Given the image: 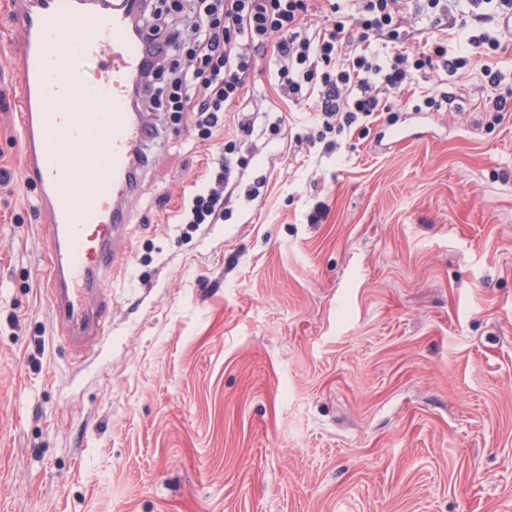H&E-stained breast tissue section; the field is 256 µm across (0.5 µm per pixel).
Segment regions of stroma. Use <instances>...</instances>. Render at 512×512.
Masks as SVG:
<instances>
[{
	"label": "stroma",
	"mask_w": 512,
	"mask_h": 512,
	"mask_svg": "<svg viewBox=\"0 0 512 512\" xmlns=\"http://www.w3.org/2000/svg\"><path fill=\"white\" fill-rule=\"evenodd\" d=\"M277 81L258 58L259 150L219 224L177 209L224 137L151 113L112 313L84 351L49 308L35 189L0 190V512H512V116L487 125L476 71L420 74L450 110L320 140Z\"/></svg>",
	"instance_id": "stroma-1"
}]
</instances>
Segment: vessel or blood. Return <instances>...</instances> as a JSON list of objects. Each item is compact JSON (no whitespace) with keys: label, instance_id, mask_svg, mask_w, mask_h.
I'll list each match as a JSON object with an SVG mask.
<instances>
[{"label":"vessel or blood","instance_id":"1","mask_svg":"<svg viewBox=\"0 0 512 512\" xmlns=\"http://www.w3.org/2000/svg\"><path fill=\"white\" fill-rule=\"evenodd\" d=\"M138 0H15L21 60L20 180L50 215L48 300L68 339L98 335L109 310L118 203L130 192V158L150 125L128 89L145 33L130 21ZM96 67L98 76L87 73Z\"/></svg>","mask_w":512,"mask_h":512}]
</instances>
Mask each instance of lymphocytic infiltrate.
<instances>
[{"label":"lymphocytic infiltrate","instance_id":"lymphocytic-infiltrate-1","mask_svg":"<svg viewBox=\"0 0 512 512\" xmlns=\"http://www.w3.org/2000/svg\"><path fill=\"white\" fill-rule=\"evenodd\" d=\"M425 17L433 31L419 47L404 22ZM512 0H158L139 27L153 38L132 90L140 112H189L197 129H224V114L243 101L258 54L271 53L279 92L292 104L313 101L323 131L343 130L388 111L442 109L444 92L404 99L417 72L478 69L491 124L512 112V70L502 60L512 29ZM238 141L178 209L181 223L216 224L242 180L230 153L248 145L254 123L237 118Z\"/></svg>","mask_w":512,"mask_h":512}]
</instances>
